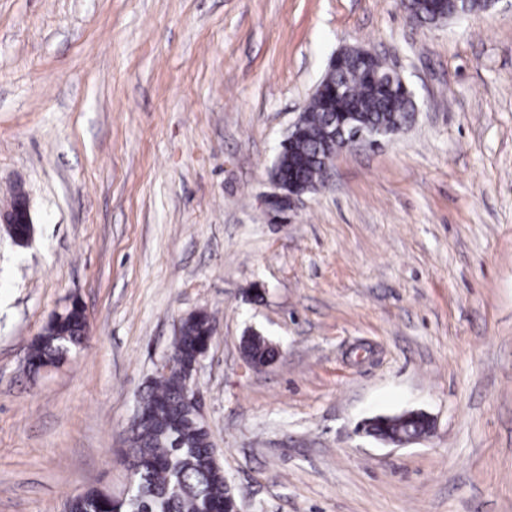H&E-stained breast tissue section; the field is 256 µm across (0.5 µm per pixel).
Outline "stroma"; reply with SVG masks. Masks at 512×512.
I'll use <instances>...</instances> for the list:
<instances>
[{"mask_svg":"<svg viewBox=\"0 0 512 512\" xmlns=\"http://www.w3.org/2000/svg\"><path fill=\"white\" fill-rule=\"evenodd\" d=\"M364 47L414 120L269 213L280 144ZM0 512L126 484L127 424L180 319L241 512H512V0L417 27L400 0H0ZM87 338L29 374L71 299ZM276 343L249 368L241 340ZM422 411L431 436L359 433ZM1 224H25L27 232L23 237L14 238L19 246H27L32 241L35 233L34 222L31 216L28 193L21 187L15 190V198L10 207L0 212ZM20 225L5 226V231L13 239L14 234L21 232ZM197 315L186 322L184 326V333L180 336L181 327L183 321L187 320L191 315ZM213 319L210 314L206 312L197 311L189 314L183 318L179 324L176 340L173 344L172 351L174 355H177L179 361L183 364H188L193 355V351L197 345L200 344H211L213 339V329H209L207 326L212 325ZM404 419H406L407 421H410V422H415L416 425H412V424L408 425L405 433L399 432L393 438L388 437V436L382 437L381 434L374 435V437H376L380 440H383L387 443H392L397 446H403V445L410 444V443L416 442L418 440H421V439L425 438L427 435H429V434H426V432L431 427V422L433 423V421L426 413H424L422 411H411V412L403 413L401 415H396V416H377V417L371 418L366 423L363 424L364 425L363 431H365L366 434L371 435L367 431L366 428L370 427L372 424L392 423L394 421L404 420ZM421 423L424 425L423 428L420 427Z\"/></svg>","mask_w":512,"mask_h":512,"instance_id":"obj_1","label":"stroma"}]
</instances>
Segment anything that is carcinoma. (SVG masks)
<instances>
[{"label": "carcinoma", "mask_w": 512, "mask_h": 512, "mask_svg": "<svg viewBox=\"0 0 512 512\" xmlns=\"http://www.w3.org/2000/svg\"><path fill=\"white\" fill-rule=\"evenodd\" d=\"M401 5L411 13L448 12V0H401ZM385 72L384 63L375 57L368 65L350 61L325 75V87L336 85L341 93L330 105L317 96L311 98L304 111L302 136L282 147L278 155L280 172L312 185L319 181L334 157L332 152L318 151L322 124L330 108L358 116L365 130L405 123L414 110L412 99L398 88L391 90L374 82L372 74L383 76ZM212 322L206 312L186 322L183 335L172 346L180 362L189 363L196 346L211 344L213 330L208 325ZM86 330L85 310L76 303L64 318L48 322L28 346V371L38 374L62 365L84 342ZM244 349L260 361L274 356L270 342L259 334L248 339ZM183 383V368L175 367L168 375L152 380L141 396L139 410L145 420L130 430L125 452L129 465L136 468L130 490L116 496L107 490L89 489L67 499L69 512H222L240 507L210 435L183 401Z\"/></svg>", "instance_id": "obj_1"}]
</instances>
